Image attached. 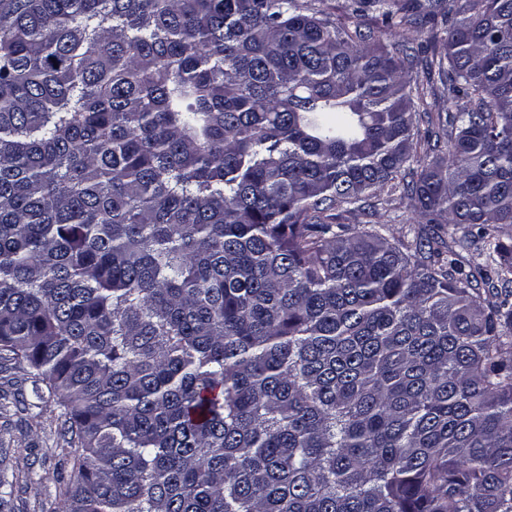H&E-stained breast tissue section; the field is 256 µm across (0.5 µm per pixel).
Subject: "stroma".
I'll return each instance as SVG.
<instances>
[{"instance_id":"1","label":"stroma","mask_w":512,"mask_h":512,"mask_svg":"<svg viewBox=\"0 0 512 512\" xmlns=\"http://www.w3.org/2000/svg\"><path fill=\"white\" fill-rule=\"evenodd\" d=\"M371 202V215L341 211L337 223L371 222L381 226L390 241H415L421 227L414 222L407 197L385 187L375 192ZM436 233L464 268L477 266L483 277L495 278V265L487 258L486 240L479 227L442 224ZM7 376L21 387L27 409L20 412L12 405L0 408V480L12 484L14 489L7 502L0 505V512H59L58 478L70 476L74 450L63 435L62 421L54 405L37 402L24 367L13 365Z\"/></svg>"}]
</instances>
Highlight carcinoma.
I'll list each match as a JSON object with an SVG mask.
<instances>
[{"label":"carcinoma","instance_id":"carcinoma-1","mask_svg":"<svg viewBox=\"0 0 512 512\" xmlns=\"http://www.w3.org/2000/svg\"><path fill=\"white\" fill-rule=\"evenodd\" d=\"M0 0V359L78 448L60 512H512V0ZM448 102L420 148L400 30ZM389 44H383V40ZM369 203L375 205L369 210V215L335 211L337 224H364L371 222L382 226V233L392 242L398 240L414 243L418 233L424 228L429 232L430 226L426 224H415L407 197L400 194V191L391 192L390 187H384L375 191L369 198ZM372 210V211H371ZM372 213V215H371ZM496 226L494 224L485 226L495 238H488V236L483 238L479 229L480 226L469 224H440L435 227L434 231L445 242L444 246L456 253V256L453 257L461 261L467 272L470 268L474 270V267L480 264L482 276L486 279L489 278L490 281L493 280L497 288H501V283H498L496 279V266L490 260H487L485 244L487 241L500 242L511 249L512 252V227L498 226L500 228H494Z\"/></svg>","mask_w":512,"mask_h":512}]
</instances>
